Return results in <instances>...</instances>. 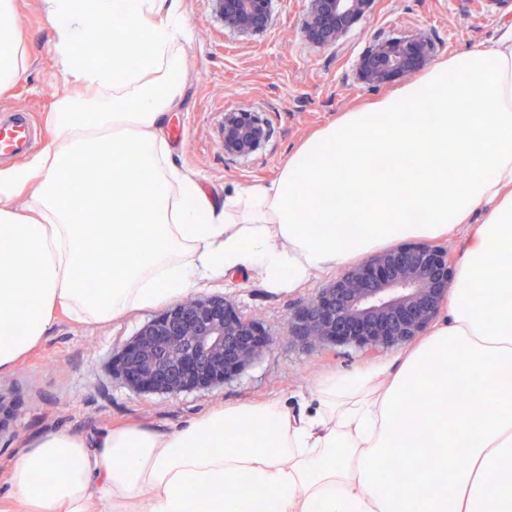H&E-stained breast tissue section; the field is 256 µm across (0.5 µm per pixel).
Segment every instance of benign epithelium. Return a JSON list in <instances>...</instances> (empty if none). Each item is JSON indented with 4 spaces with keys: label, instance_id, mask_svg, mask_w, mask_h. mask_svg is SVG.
I'll use <instances>...</instances> for the list:
<instances>
[{
    "label": "benign epithelium",
    "instance_id": "obj_1",
    "mask_svg": "<svg viewBox=\"0 0 512 512\" xmlns=\"http://www.w3.org/2000/svg\"><path fill=\"white\" fill-rule=\"evenodd\" d=\"M366 0H313L314 24L338 32L361 13ZM224 23L262 28L269 0H220ZM409 46L387 43L365 77L411 74ZM266 135L246 112L224 117V151L247 154ZM453 267L448 249L406 243L378 252L345 270L309 300L289 322L295 336L314 344L393 347L424 332L441 310ZM262 347L253 322L237 316L222 297H187L148 322L126 345L120 361L125 380L144 393L177 394L189 386L224 383L248 366Z\"/></svg>",
    "mask_w": 512,
    "mask_h": 512
}]
</instances>
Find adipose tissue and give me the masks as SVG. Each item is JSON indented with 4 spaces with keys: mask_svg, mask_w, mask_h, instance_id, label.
<instances>
[{
    "mask_svg": "<svg viewBox=\"0 0 512 512\" xmlns=\"http://www.w3.org/2000/svg\"><path fill=\"white\" fill-rule=\"evenodd\" d=\"M43 2L70 92L49 144L0 169V372L61 311L109 323L247 270L290 293L386 244L467 232L442 316L392 365L322 383L305 412L266 400L172 432L47 433L12 468L15 512H195L207 492L212 512H512V33L342 113L278 180L219 200L161 134L183 98L184 0ZM14 15L0 0V92L30 63ZM117 19L93 62L90 31Z\"/></svg>",
    "mask_w": 512,
    "mask_h": 512,
    "instance_id": "obj_1",
    "label": "adipose tissue"
}]
</instances>
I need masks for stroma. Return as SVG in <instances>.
I'll use <instances>...</instances> for the list:
<instances>
[{
	"instance_id": "35a3bbf8",
	"label": "stroma",
	"mask_w": 512,
	"mask_h": 512,
	"mask_svg": "<svg viewBox=\"0 0 512 512\" xmlns=\"http://www.w3.org/2000/svg\"><path fill=\"white\" fill-rule=\"evenodd\" d=\"M185 6L191 68L183 105L167 113L163 133L171 160L196 173L203 189L219 199L276 179L313 131L403 87L400 79L380 87L364 79V59L383 44L423 43L427 70L457 53L490 47L512 28V13L497 0H374L350 29L335 40L317 42L306 31L310 0H271L267 27L255 31L225 25L218 0H185ZM16 23L28 44L30 65L19 83L0 93V111L30 110L46 143L52 138L47 114L68 87L46 50L50 27L41 0H17ZM229 112L250 113L269 128L251 153L225 154ZM339 274L332 269L281 294L270 293L250 273L200 281L194 296L224 297L238 316L256 322L266 345L223 385L176 395L139 392L119 370L125 345L167 311L169 302L106 324L58 314L41 345L0 373V404L14 414L0 432V512L11 508L13 464L44 433L66 430L92 441L115 427L170 430L218 406L267 398L295 409L302 395L326 378L395 361L401 352L397 346L370 353L352 344H310L291 335L289 320Z\"/></svg>"
}]
</instances>
